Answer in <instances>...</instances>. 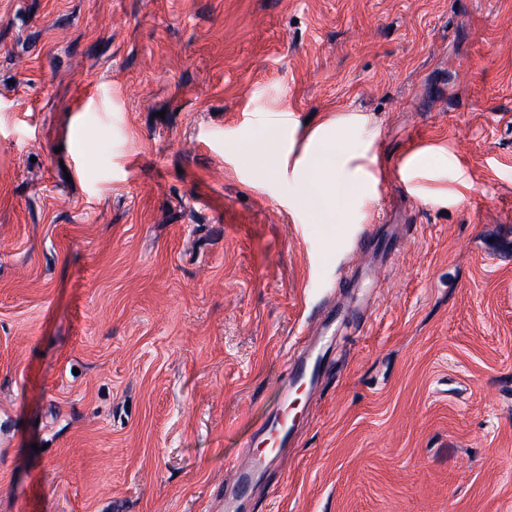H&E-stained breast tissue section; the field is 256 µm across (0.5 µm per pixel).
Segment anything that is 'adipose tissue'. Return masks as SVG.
<instances>
[{"label":"adipose tissue","mask_w":512,"mask_h":512,"mask_svg":"<svg viewBox=\"0 0 512 512\" xmlns=\"http://www.w3.org/2000/svg\"><path fill=\"white\" fill-rule=\"evenodd\" d=\"M358 120L337 118L316 127L294 164L304 188L298 205L337 216L339 223H355L360 204L373 202L377 180L359 154L342 149L345 132L356 130Z\"/></svg>","instance_id":"obj_1"}]
</instances>
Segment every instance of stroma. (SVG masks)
<instances>
[{
  "label": "stroma",
  "mask_w": 512,
  "mask_h": 512,
  "mask_svg": "<svg viewBox=\"0 0 512 512\" xmlns=\"http://www.w3.org/2000/svg\"><path fill=\"white\" fill-rule=\"evenodd\" d=\"M308 350L246 512H512V0H0V512H217ZM359 119L353 116L336 118L316 127L294 164V171L304 184L297 205L313 207L330 216V224L356 223L360 206L375 199L378 182L368 170L367 146L358 153L341 148L345 131H356ZM350 195L346 208L336 222V200ZM357 202V207L355 204ZM323 366V356L298 358L288 367V383L283 389V397L288 398L290 390L306 384L314 386L320 377Z\"/></svg>",
  "instance_id": "35a3bbf8"
}]
</instances>
